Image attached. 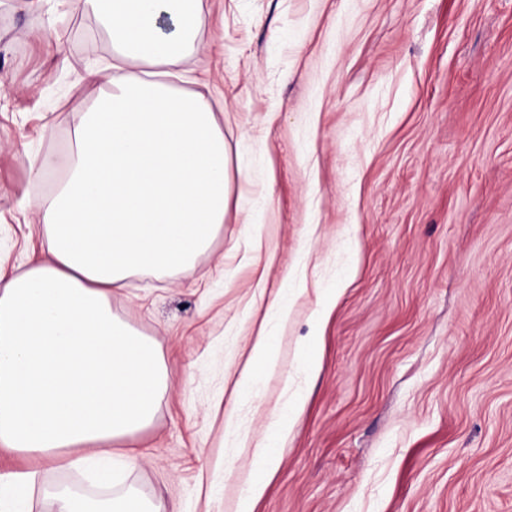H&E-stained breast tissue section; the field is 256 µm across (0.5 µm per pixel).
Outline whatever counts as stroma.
Here are the masks:
<instances>
[{
	"label": "stroma",
	"instance_id": "1",
	"mask_svg": "<svg viewBox=\"0 0 512 512\" xmlns=\"http://www.w3.org/2000/svg\"><path fill=\"white\" fill-rule=\"evenodd\" d=\"M99 25L63 0H0L6 265L45 233L61 175L36 163L67 156L110 90L85 79L112 63ZM177 70L224 132L230 194L192 268L112 297L168 375L136 486L166 512H238L332 290L253 512H512V0H201ZM263 326L276 368L240 386ZM305 399L306 392L303 387L298 385L293 391L290 401H288V410L282 412L273 423L272 434L274 436L280 437L285 433L290 434L294 421L301 411Z\"/></svg>",
	"mask_w": 512,
	"mask_h": 512
}]
</instances>
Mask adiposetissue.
<instances>
[{
  "label": "adipose tissue",
  "instance_id": "adipose-tissue-1",
  "mask_svg": "<svg viewBox=\"0 0 512 512\" xmlns=\"http://www.w3.org/2000/svg\"><path fill=\"white\" fill-rule=\"evenodd\" d=\"M92 11L112 42L111 91L80 112L67 175L44 208L39 258L0 265V448L38 468L0 473V512H161L127 473L143 454L166 388L155 343L112 310V295L140 271L189 267L224 224L230 190L224 134L208 105L125 64L177 65L192 43L201 0H66ZM169 16L172 31L159 21ZM120 451H113L115 443ZM239 512H253L277 470L258 444ZM88 476L118 494L92 499L47 486L40 465Z\"/></svg>",
  "mask_w": 512,
  "mask_h": 512
}]
</instances>
